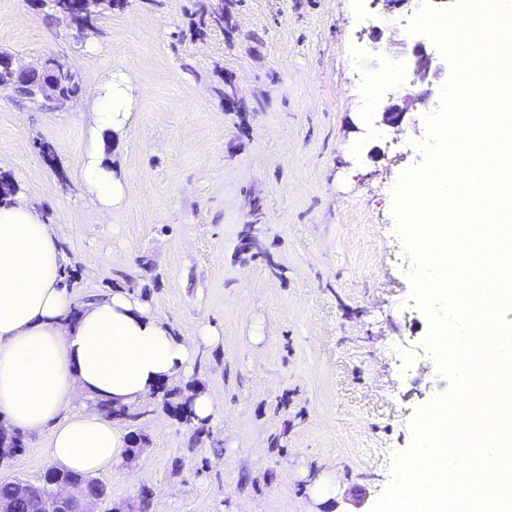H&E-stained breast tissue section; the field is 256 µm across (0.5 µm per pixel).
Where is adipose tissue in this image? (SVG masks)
<instances>
[{
  "label": "adipose tissue",
  "mask_w": 512,
  "mask_h": 512,
  "mask_svg": "<svg viewBox=\"0 0 512 512\" xmlns=\"http://www.w3.org/2000/svg\"><path fill=\"white\" fill-rule=\"evenodd\" d=\"M128 107L126 84L107 77L82 168L105 211L125 194L106 152L127 131ZM64 262L56 225L23 194L0 203V428L48 430L50 463L92 475L111 469L126 446L120 429L80 406V396L138 404L161 382L188 374L194 348L123 293L84 305L69 324Z\"/></svg>",
  "instance_id": "obj_1"
}]
</instances>
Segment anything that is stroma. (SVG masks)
I'll return each mask as SVG.
<instances>
[{
  "mask_svg": "<svg viewBox=\"0 0 512 512\" xmlns=\"http://www.w3.org/2000/svg\"><path fill=\"white\" fill-rule=\"evenodd\" d=\"M219 2L223 25L203 21ZM428 42L385 28L372 0H122L84 31L40 0H0V51L25 68L63 57L81 87L54 109L0 91V174L57 225L75 303L145 304L195 347L168 388L194 385L217 409L190 425L157 392L130 406L116 424L147 444L98 473L109 506L147 491L149 512H372L413 422L453 387L378 193L451 75L441 55L426 85L384 62ZM109 75L133 101L111 153L126 196L106 212L80 171ZM365 75L394 93L367 99ZM407 96L391 138L372 136ZM48 437L23 433L0 480L39 482Z\"/></svg>",
  "mask_w": 512,
  "mask_h": 512,
  "instance_id": "35a3bbf8",
  "label": "stroma"
}]
</instances>
